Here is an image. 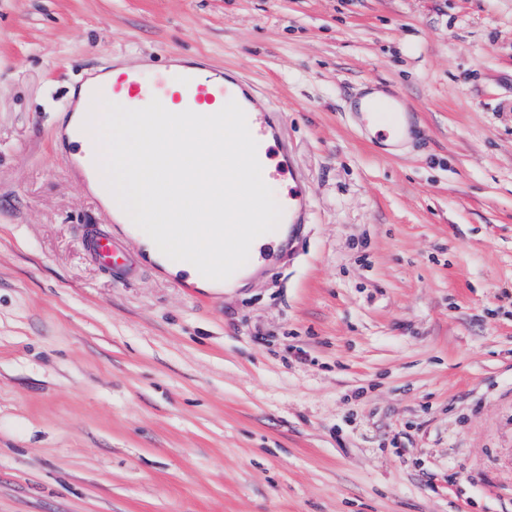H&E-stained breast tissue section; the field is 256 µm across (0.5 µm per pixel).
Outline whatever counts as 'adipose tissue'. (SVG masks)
I'll return each mask as SVG.
<instances>
[{
    "instance_id": "1",
    "label": "adipose tissue",
    "mask_w": 512,
    "mask_h": 512,
    "mask_svg": "<svg viewBox=\"0 0 512 512\" xmlns=\"http://www.w3.org/2000/svg\"><path fill=\"white\" fill-rule=\"evenodd\" d=\"M174 119L182 134L169 138L149 130L143 112L107 113L84 149V161L113 171L139 208L156 216L149 228L133 229L147 256L160 264L163 242L181 247L185 259L168 266V273L203 288L207 282L199 276L200 266L223 261L225 248L244 237L256 250L268 243L257 224L264 215L266 185L247 164L250 145L236 113L224 114V139L202 148L196 142L204 132L195 115L178 113ZM228 152L236 157L230 167L224 164ZM118 158L123 168H115Z\"/></svg>"
}]
</instances>
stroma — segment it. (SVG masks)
<instances>
[{
  "label": "stroma",
  "instance_id": "stroma-1",
  "mask_svg": "<svg viewBox=\"0 0 512 512\" xmlns=\"http://www.w3.org/2000/svg\"><path fill=\"white\" fill-rule=\"evenodd\" d=\"M178 59L302 176L241 288L146 258L62 144L90 72ZM0 512H512V0H0ZM398 109V101L392 99L389 104H375L372 106L373 124L377 138L383 139H402L409 133L408 124L405 126L401 122V116ZM85 232L89 236L92 252L97 263L105 269L112 270L115 267V257L120 254L119 239L109 231H95L93 227H87Z\"/></svg>",
  "mask_w": 512,
  "mask_h": 512
}]
</instances>
